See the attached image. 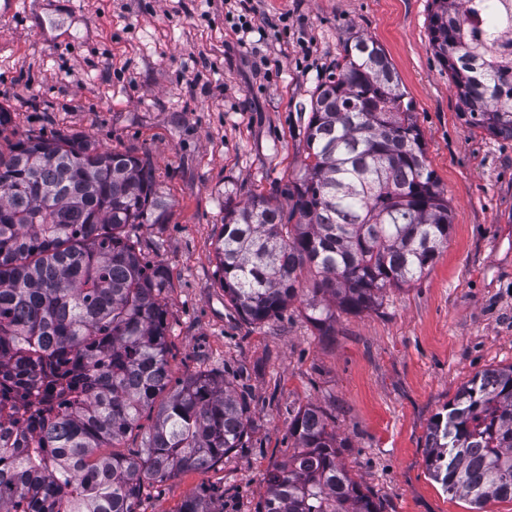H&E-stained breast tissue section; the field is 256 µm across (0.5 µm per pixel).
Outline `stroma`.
I'll use <instances>...</instances> for the list:
<instances>
[{"label":"stroma","instance_id":"stroma-1","mask_svg":"<svg viewBox=\"0 0 512 512\" xmlns=\"http://www.w3.org/2000/svg\"><path fill=\"white\" fill-rule=\"evenodd\" d=\"M241 39L225 0H18L0 17V109L19 134L83 133L148 155L170 210L141 228L170 285L172 379L226 374L252 431L213 467L146 486L138 512L224 491L259 512L299 408L324 410L339 461L382 512H473L426 468L430 421L476 373L512 365V138L469 125L430 46L432 0H254ZM382 46L451 209L448 243L374 309L322 335L301 303L251 324L224 295L225 206L300 177L317 86L353 37Z\"/></svg>","mask_w":512,"mask_h":512}]
</instances>
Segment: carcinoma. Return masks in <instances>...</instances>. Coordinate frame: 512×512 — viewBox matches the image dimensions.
<instances>
[{
    "mask_svg": "<svg viewBox=\"0 0 512 512\" xmlns=\"http://www.w3.org/2000/svg\"><path fill=\"white\" fill-rule=\"evenodd\" d=\"M433 0L430 45L472 126L512 138V58L471 42L474 19L512 31V0ZM303 174L275 196L225 208L215 245L224 295L249 323L303 300L327 334L429 268L448 243V198L426 163L411 102L384 50L356 36L321 83ZM170 204L148 157L79 132L26 134L0 149V372L49 373L37 424L0 433V512H137L145 482L212 467L244 445L247 394L198 372L171 386L169 275L138 230ZM140 449L115 451L145 412ZM294 452L264 476L262 512H381L338 461L327 414L308 404ZM114 452L103 453L101 449ZM429 475L480 510L512 499V366L464 384L427 427ZM195 494L177 512H221Z\"/></svg>",
    "mask_w": 512,
    "mask_h": 512,
    "instance_id": "obj_1",
    "label": "carcinoma"
}]
</instances>
